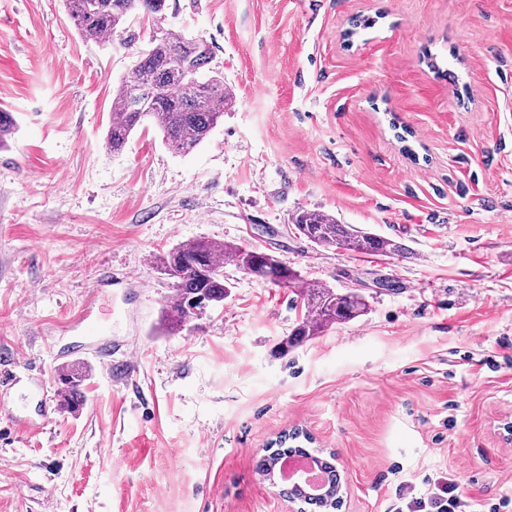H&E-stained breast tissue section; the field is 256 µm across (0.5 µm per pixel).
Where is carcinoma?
I'll use <instances>...</instances> for the list:
<instances>
[{
    "label": "carcinoma",
    "mask_w": 512,
    "mask_h": 512,
    "mask_svg": "<svg viewBox=\"0 0 512 512\" xmlns=\"http://www.w3.org/2000/svg\"><path fill=\"white\" fill-rule=\"evenodd\" d=\"M84 41L100 44L124 29L127 21L144 15L163 19L167 0H63ZM212 61V49L202 38H192L168 30L154 36L135 61L131 72L112 86V116L106 147L118 152L140 127L151 125L163 135L167 149L177 155L194 151L224 121V109L233 95L224 89V77L216 72L204 75ZM11 113L0 110V146L15 133ZM296 230L315 245L357 253L397 255L402 248L394 240L340 224L336 218L314 210H301L293 218ZM163 273L172 279L173 297L165 310L170 325L183 329L206 309L224 304V264L277 287L291 289L301 302L303 314L276 351L286 355L303 343L321 335L334 324L349 322L366 312L365 298L355 292L337 293L303 277L287 261L237 244L209 239L180 243L155 256ZM87 370L74 364L58 375L66 388L63 406L73 412L84 405ZM299 435L284 434L275 447L265 450L257 470L269 472L278 456L293 452L288 441ZM330 493L316 505L332 512L340 505L336 469L330 470Z\"/></svg>",
    "instance_id": "carcinoma-1"
}]
</instances>
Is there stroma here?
I'll return each instance as SVG.
<instances>
[{
  "label": "stroma",
  "instance_id": "stroma-1",
  "mask_svg": "<svg viewBox=\"0 0 512 512\" xmlns=\"http://www.w3.org/2000/svg\"><path fill=\"white\" fill-rule=\"evenodd\" d=\"M168 4L97 46L62 0H0V512H288L256 465L295 428L335 451L340 512L442 471L512 495V0ZM168 29L211 43L234 102L190 154L153 128L112 153V86ZM301 209L404 252L316 247ZM198 238L369 310L277 357L291 291L228 264L223 306L167 333L155 257ZM69 350L86 403L45 410Z\"/></svg>",
  "mask_w": 512,
  "mask_h": 512
}]
</instances>
